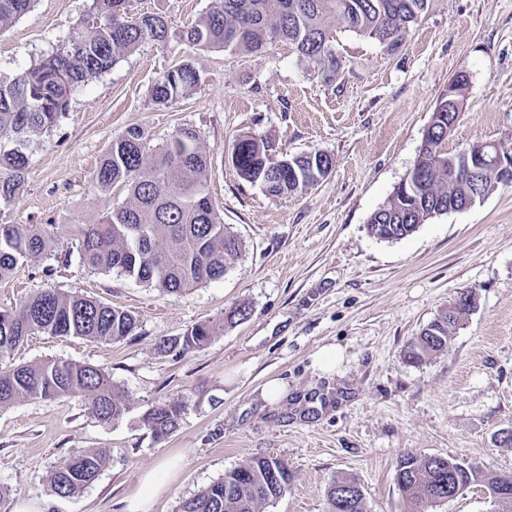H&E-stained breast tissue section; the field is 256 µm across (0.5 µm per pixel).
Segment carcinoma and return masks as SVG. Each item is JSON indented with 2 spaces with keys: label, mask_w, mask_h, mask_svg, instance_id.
I'll list each match as a JSON object with an SVG mask.
<instances>
[{
  "label": "carcinoma",
  "mask_w": 512,
  "mask_h": 512,
  "mask_svg": "<svg viewBox=\"0 0 512 512\" xmlns=\"http://www.w3.org/2000/svg\"><path fill=\"white\" fill-rule=\"evenodd\" d=\"M34 0H0V29L28 12ZM106 22L79 31L70 45L43 57L9 80L0 79V204L12 202L22 188L31 147L37 137L66 114L75 87L108 71L123 55L150 42L169 38L168 21L156 13L131 12L132 0H95ZM431 0H212L194 24L177 32L195 50L231 49L258 52L281 42L291 47L308 68L324 77L340 66L333 31L346 30L399 46L405 33L427 12ZM198 72L189 62L168 71L154 84L152 95L170 107L191 95ZM442 126L429 129L421 144L418 167L423 169L416 191L394 193L369 218L367 229L380 241L399 240L448 206L463 202L466 186L448 180V171L463 161L445 149ZM269 143L248 135L237 139L233 163L242 179L265 184L272 196L296 194L312 181H280L267 174ZM210 162L199 134L182 128L156 151L147 149L146 134L130 127L112 141L94 173L96 188L108 193L117 185L127 192L123 204L96 224H0V279L17 264L49 256L59 237L78 241L79 258L91 270L133 278L162 293H181L227 274L243 244L212 207L206 193ZM474 308L454 302L407 345L405 358L421 363L448 351L451 337ZM136 318L110 304L55 289L39 291L16 308L0 310V407L22 399L53 400L80 392L88 410L102 423L115 422L127 410L126 399L110 377L95 366L67 360L13 364L12 353L35 333L80 336L118 342L134 335ZM216 325L198 323L176 338H163L156 350L163 356L206 345ZM184 405L170 402L143 415L157 438L179 425ZM106 448L72 454L49 475L51 491L71 496L93 483L106 467ZM509 476H488L475 465L440 455L408 454L396 469L403 500L415 512L444 503L448 490L461 493L481 484L493 497ZM288 464L255 456L224 472V476L183 500L178 512H265L288 491ZM327 512H367L364 493L353 479L338 478L326 493Z\"/></svg>",
  "instance_id": "cac0c4a2"
}]
</instances>
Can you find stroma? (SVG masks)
<instances>
[{"instance_id": "1", "label": "stroma", "mask_w": 512, "mask_h": 512, "mask_svg": "<svg viewBox=\"0 0 512 512\" xmlns=\"http://www.w3.org/2000/svg\"><path fill=\"white\" fill-rule=\"evenodd\" d=\"M211 2L132 6L177 31ZM96 19L93 0H34L0 30V78L61 51ZM335 39L341 67L329 81L283 43L255 53L196 51L175 37L149 43L77 88L66 114L38 137L0 224L96 223L125 199L93 182L113 139L139 127L154 148L191 128L210 154L209 199L244 250L224 279L179 294L90 270L68 237L55 246L68 264L32 258L0 280L2 309L54 288L138 320L120 342L35 334L16 349L17 364L62 359L102 369L124 390L128 410L99 422L79 393L0 408V486L12 490L0 512H11L18 496L41 512H122L144 476L168 460L177 470L150 512H177L257 455L280 458L292 472L288 492L265 512H326V488L341 477L359 483L368 512H404L395 473L408 451L512 474V445L502 441L512 430V183L397 241L367 230L412 167L456 75L468 84L448 151L512 144V0H432L395 50L341 28ZM185 60L199 72L196 91L158 105L155 82ZM243 134L291 156L324 151L335 163L302 193L273 197L237 173L232 152ZM465 289L477 304L447 352L408 363L406 344ZM238 305L249 317L221 325ZM208 321L218 329L204 347L157 352L159 338ZM332 345L343 360L326 375L315 357ZM273 379L283 391L271 402L263 393ZM173 400L185 407L180 425L156 439L142 415ZM95 448L111 451L98 479L73 496L54 495V467Z\"/></svg>"}]
</instances>
